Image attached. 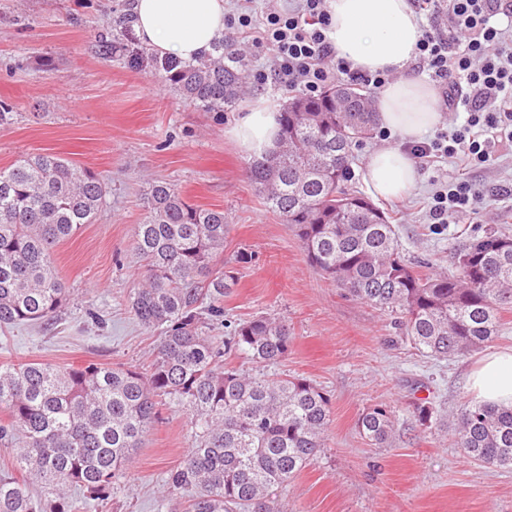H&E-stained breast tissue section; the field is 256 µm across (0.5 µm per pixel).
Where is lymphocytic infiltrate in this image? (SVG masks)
I'll return each mask as SVG.
<instances>
[{
	"label": "lymphocytic infiltrate",
	"mask_w": 512,
	"mask_h": 512,
	"mask_svg": "<svg viewBox=\"0 0 512 512\" xmlns=\"http://www.w3.org/2000/svg\"><path fill=\"white\" fill-rule=\"evenodd\" d=\"M410 5L431 19L417 45L418 65L437 82L442 111L465 112L467 121L409 149L427 164L455 158L466 167L485 168L503 143H512V0H410ZM498 15L506 26L493 24ZM328 23L326 0H297L292 10L272 9L258 19L246 10L227 18L228 28L272 55L269 72L256 73L257 81L270 78L302 96L318 95L338 81L374 92L384 88L390 73H363L337 57L326 35ZM479 198L469 181L454 179L434 194L429 213L445 224L473 210Z\"/></svg>",
	"instance_id": "obj_1"
}]
</instances>
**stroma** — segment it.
<instances>
[{"label":"stroma","instance_id":"1","mask_svg":"<svg viewBox=\"0 0 512 512\" xmlns=\"http://www.w3.org/2000/svg\"><path fill=\"white\" fill-rule=\"evenodd\" d=\"M131 0H0V101L15 118L0 127V167L23 154L51 153L90 169L108 194L94 223L53 252L57 277L71 291L63 323L0 331V362H96L147 372L158 340L128 307L138 286L134 250L149 183L167 182L197 205L224 210L229 233L218 264L234 263L238 282L224 298L227 317L267 315L288 323L287 357L268 374L305 378L329 400L325 446L288 484V512H512V468L466 460L452 427L472 403L473 352L452 360L420 355L389 313L346 296L308 261L294 230L257 196L246 174L249 154L231 137L258 97L276 108L289 99L272 84L257 86L234 110L206 112L165 87L154 50L128 21ZM416 187L400 199H377L393 218L407 256L427 257L451 272L467 235L504 225L512 234V197L487 196L476 213L432 223L440 183L465 178L484 189L512 185V149L491 171L457 159L420 167ZM251 254L235 264L238 252ZM96 312L100 322L88 314ZM434 402L423 427L415 405ZM382 405L398 425L389 447L375 448L356 428L359 415ZM190 415L165 405L161 418L126 463L108 499L84 512H169L159 490L192 444Z\"/></svg>","mask_w":512,"mask_h":512}]
</instances>
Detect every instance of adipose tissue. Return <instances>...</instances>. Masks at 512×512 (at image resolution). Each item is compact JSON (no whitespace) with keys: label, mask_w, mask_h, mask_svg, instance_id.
Returning a JSON list of instances; mask_svg holds the SVG:
<instances>
[{"label":"adipose tissue","mask_w":512,"mask_h":512,"mask_svg":"<svg viewBox=\"0 0 512 512\" xmlns=\"http://www.w3.org/2000/svg\"><path fill=\"white\" fill-rule=\"evenodd\" d=\"M327 36L338 57L362 71H391L393 82L378 100L380 127L404 140H417L443 121L429 82L411 69L423 20L409 0H327ZM227 0H132L131 20L140 41L161 54L190 61L211 51L226 25ZM237 145L250 153L272 148L277 114L258 102L232 130ZM414 159L400 146L368 155L363 180L371 193L393 198L417 183ZM469 391L480 403L512 405V350L486 354L469 376Z\"/></svg>","instance_id":"ef3b65f1"}]
</instances>
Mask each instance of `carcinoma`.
Masks as SVG:
<instances>
[{
    "mask_svg": "<svg viewBox=\"0 0 512 512\" xmlns=\"http://www.w3.org/2000/svg\"><path fill=\"white\" fill-rule=\"evenodd\" d=\"M153 64L165 86L205 112L234 109L250 88L246 56L222 38L193 62ZM376 111V100L350 83L290 99L275 149L249 163L254 189L295 229L311 265L350 297L398 314L395 326L419 352L446 359L482 349L512 306V236L473 234L456 249L453 273L417 271L429 260L407 259L387 213L347 187ZM105 196L97 174L56 155L0 168V328L58 320L70 291L52 270L53 249L94 222ZM143 208L134 239L141 287L128 303L142 326L160 330L150 369L1 362L0 444L18 434L24 441L15 449L20 477L0 479V512H81L104 499L165 404L190 411L194 433L165 481L167 492L190 494L175 512H280L273 492L323 447L330 408L317 386L224 366L233 351L264 367L282 361L288 326L257 316L211 335L225 327L224 296L238 281L214 264L224 251V210L191 204L161 182L149 186ZM396 424L383 406L357 420L377 448ZM454 432L466 459L512 468V406L467 405Z\"/></svg>",
    "mask_w": 512,
    "mask_h": 512,
    "instance_id": "carcinoma-1",
    "label": "carcinoma"
}]
</instances>
